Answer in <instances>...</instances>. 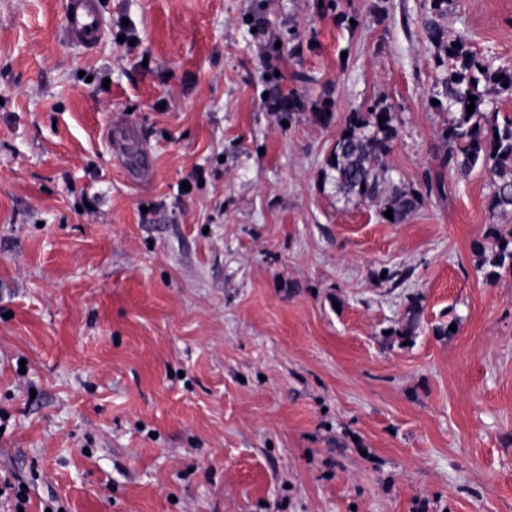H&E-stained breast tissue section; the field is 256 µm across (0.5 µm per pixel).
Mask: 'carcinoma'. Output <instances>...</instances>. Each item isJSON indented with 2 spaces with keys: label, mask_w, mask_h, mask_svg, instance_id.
Returning <instances> with one entry per match:
<instances>
[{
  "label": "carcinoma",
  "mask_w": 512,
  "mask_h": 512,
  "mask_svg": "<svg viewBox=\"0 0 512 512\" xmlns=\"http://www.w3.org/2000/svg\"><path fill=\"white\" fill-rule=\"evenodd\" d=\"M449 0H429V15L422 21L428 41L436 49L435 64L444 68L433 98L437 112L449 111L448 122L439 127L437 137L440 165L467 175L476 169L492 178L487 201L490 220L512 213V118L498 122L497 114L484 111L485 96L491 89L512 90V67H494L462 38L447 39L436 17L447 10ZM474 96L471 101L468 96ZM474 104L472 114L466 106ZM281 111L293 115L301 111L294 91L278 95ZM398 131L389 107L375 105L366 112L355 110L346 117L345 127L324 160V180L332 182L336 193L359 203L384 201L392 210L390 224H403L432 195L444 191L441 181L425 176L423 190H407L385 177L383 158L391 149ZM491 252L477 245L486 278L499 271L512 273V230L494 228Z\"/></svg>",
  "instance_id": "obj_1"
}]
</instances>
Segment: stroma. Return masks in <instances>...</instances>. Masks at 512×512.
<instances>
[{"label":"stroma","mask_w":512,"mask_h":512,"mask_svg":"<svg viewBox=\"0 0 512 512\" xmlns=\"http://www.w3.org/2000/svg\"><path fill=\"white\" fill-rule=\"evenodd\" d=\"M375 2L341 26L318 0H104L82 49L62 0H0V472L28 512H512L491 178L437 167L428 0ZM437 21L512 65V0ZM377 103L387 177L444 180L404 224L322 176Z\"/></svg>","instance_id":"stroma-1"}]
</instances>
